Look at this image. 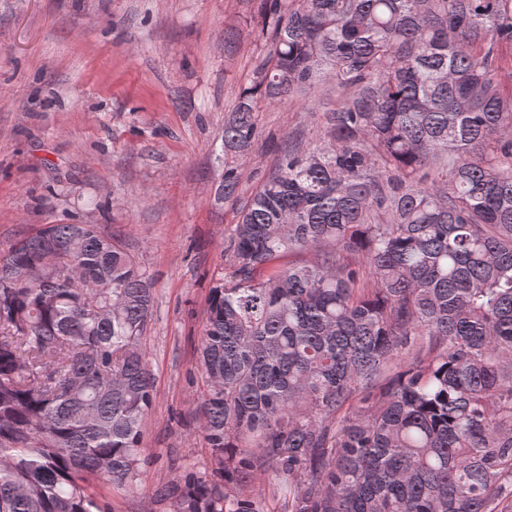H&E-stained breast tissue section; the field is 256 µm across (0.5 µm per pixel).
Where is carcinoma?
I'll return each mask as SVG.
<instances>
[{"mask_svg": "<svg viewBox=\"0 0 512 512\" xmlns=\"http://www.w3.org/2000/svg\"><path fill=\"white\" fill-rule=\"evenodd\" d=\"M268 51L224 119L324 83L323 143L224 165L229 279L210 289L197 412L218 468L171 512H512V0H263ZM314 259L284 264L294 252ZM147 270L96 224L0 251V512H112L154 380Z\"/></svg>", "mask_w": 512, "mask_h": 512, "instance_id": "obj_1", "label": "carcinoma"}]
</instances>
